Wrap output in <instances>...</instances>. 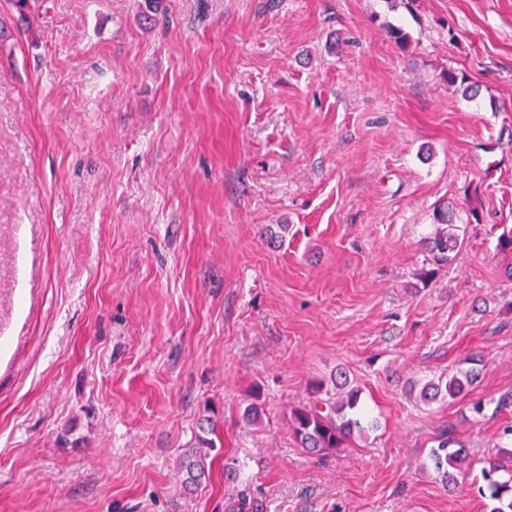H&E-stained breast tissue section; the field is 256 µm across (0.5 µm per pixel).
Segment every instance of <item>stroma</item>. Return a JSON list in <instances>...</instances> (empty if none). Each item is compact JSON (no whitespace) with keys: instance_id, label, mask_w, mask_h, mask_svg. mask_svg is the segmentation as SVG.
I'll list each match as a JSON object with an SVG mask.
<instances>
[{"instance_id":"1","label":"stroma","mask_w":512,"mask_h":512,"mask_svg":"<svg viewBox=\"0 0 512 512\" xmlns=\"http://www.w3.org/2000/svg\"><path fill=\"white\" fill-rule=\"evenodd\" d=\"M167 7L147 28L138 0H0V512H488L512 0ZM446 203L463 246L425 280ZM341 372L378 427L321 458L290 412ZM206 415L223 446L187 491ZM446 433L453 484L428 462ZM479 375V371L474 368L452 375L448 378V383L445 385V392L450 397L458 396L474 386L478 382Z\"/></svg>"}]
</instances>
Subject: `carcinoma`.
Wrapping results in <instances>:
<instances>
[{
  "label": "carcinoma",
  "mask_w": 512,
  "mask_h": 512,
  "mask_svg": "<svg viewBox=\"0 0 512 512\" xmlns=\"http://www.w3.org/2000/svg\"><path fill=\"white\" fill-rule=\"evenodd\" d=\"M139 8L141 21L148 24L166 10V4L165 0H141ZM462 244L463 240L455 232L437 234L426 245L429 264L442 266L450 263ZM478 379L479 371L471 368L448 378L443 389L435 383L424 384L420 396L434 400L444 391L455 397L474 386ZM336 388L341 390V395L325 403L324 408L314 404L291 413L293 433L301 447L311 454H334L354 435L364 437L377 428V421L370 417L361 401L360 389L348 387L346 378L336 384ZM216 429V420L210 416L203 418L195 446L183 454L180 469L184 472L185 486L197 488L209 480L210 468L206 459L216 448L212 439ZM429 460L446 482L453 483L456 481L455 472L461 470L467 460V450L463 444L448 439L431 449ZM481 479L478 493L496 502L493 512H512V448L504 449L501 458L488 461L481 469Z\"/></svg>",
  "instance_id": "obj_1"
}]
</instances>
